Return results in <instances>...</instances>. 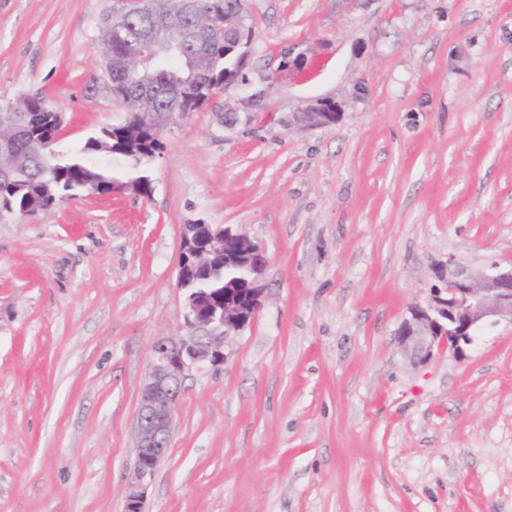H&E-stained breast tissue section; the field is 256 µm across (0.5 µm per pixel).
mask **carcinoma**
<instances>
[{"instance_id": "carcinoma-1", "label": "carcinoma", "mask_w": 512, "mask_h": 512, "mask_svg": "<svg viewBox=\"0 0 512 512\" xmlns=\"http://www.w3.org/2000/svg\"><path fill=\"white\" fill-rule=\"evenodd\" d=\"M198 12L207 20L205 36L208 40L207 55L198 65L210 75V84L199 91L188 75L175 76L176 65L158 64L156 70L144 76L138 72L117 71L112 73L109 91L113 100L123 104L130 115L128 128L102 129L101 133L88 138L77 153L61 160L51 156L47 141L58 134L51 113L46 111L45 98L35 94L25 97L18 107H9L18 129L13 134L8 153H0V217L30 212L46 213L62 199H70L87 190L108 195L118 190H132L142 197L152 192L150 181L139 175L128 181H120L112 174L94 166L89 156L109 145L120 158L134 170L149 165L163 149L162 134L171 124L169 101L175 96L180 101L181 118H187L207 106L208 101L224 92V78L233 68L235 57L228 54L224 41V18H231L241 9L240 0H197ZM155 29V34L166 45L175 46L188 56L185 34L179 27L165 22L164 18L148 17L143 8L132 7L123 15L105 24L101 39L102 53L122 54L145 29ZM146 78L163 91L151 102L139 99L137 88L141 78ZM220 264L217 272L199 283L201 288H231L233 298L246 301L248 285L246 273L232 263L224 261V254L215 257Z\"/></svg>"}]
</instances>
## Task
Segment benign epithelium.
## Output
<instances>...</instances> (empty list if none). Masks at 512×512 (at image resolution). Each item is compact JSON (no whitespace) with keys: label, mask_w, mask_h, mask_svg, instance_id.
<instances>
[{"label":"benign epithelium","mask_w":512,"mask_h":512,"mask_svg":"<svg viewBox=\"0 0 512 512\" xmlns=\"http://www.w3.org/2000/svg\"><path fill=\"white\" fill-rule=\"evenodd\" d=\"M236 16L224 27L229 41L239 49L240 65H245L249 39ZM164 53L159 39L146 33L130 52L104 58L105 73L114 69H143ZM332 102L321 100L309 107L304 121L327 125L335 118ZM208 236L200 243V225L185 224L181 230V250L176 287L184 296V332L180 336L157 338L150 349V370L141 388L137 412V454L134 474L128 483L125 512H144V489L165 459L171 440L174 414L189 373L205 365L224 363V342L250 326L262 306L268 258L264 247L248 235L229 226L206 225ZM233 237L243 246L236 256L249 275L250 293L243 305L229 296L219 300L212 292L196 286L194 267H208L211 257L224 247V238ZM444 287L431 292L424 304L410 308L398 330V345L413 363L427 360L434 348L443 345L461 355L464 346L486 326H512V267L497 261L481 269H469L453 258L441 269Z\"/></svg>","instance_id":"benign-epithelium-1"}]
</instances>
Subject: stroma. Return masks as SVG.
<instances>
[{"label": "stroma", "instance_id": "obj_1", "mask_svg": "<svg viewBox=\"0 0 512 512\" xmlns=\"http://www.w3.org/2000/svg\"><path fill=\"white\" fill-rule=\"evenodd\" d=\"M135 3L0 0V106L44 96L55 153L123 122L100 39ZM243 8L245 84L167 128L150 197L0 218V512H123L185 224L259 241L269 291L186 378L146 512H512V326L421 364L396 336L448 257L512 263V0Z\"/></svg>", "mask_w": 512, "mask_h": 512}]
</instances>
